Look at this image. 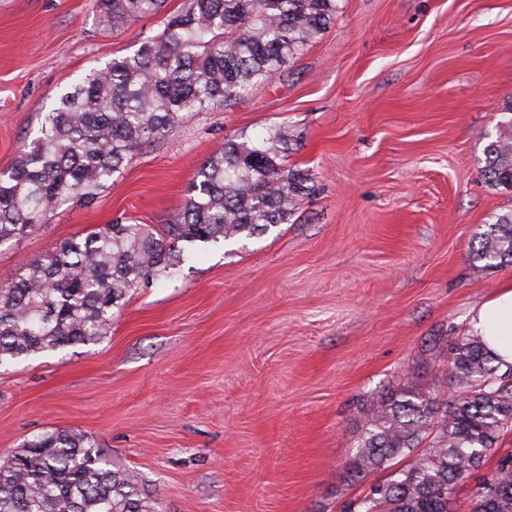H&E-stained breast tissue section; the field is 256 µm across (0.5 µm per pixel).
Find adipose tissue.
Listing matches in <instances>:
<instances>
[{"mask_svg":"<svg viewBox=\"0 0 512 512\" xmlns=\"http://www.w3.org/2000/svg\"><path fill=\"white\" fill-rule=\"evenodd\" d=\"M471 330L503 364H512V284L502 286L474 311Z\"/></svg>","mask_w":512,"mask_h":512,"instance_id":"adipose-tissue-1","label":"adipose tissue"}]
</instances>
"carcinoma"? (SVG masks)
Instances as JSON below:
<instances>
[{"label":"carcinoma","mask_w":512,"mask_h":512,"mask_svg":"<svg viewBox=\"0 0 512 512\" xmlns=\"http://www.w3.org/2000/svg\"><path fill=\"white\" fill-rule=\"evenodd\" d=\"M97 24L117 30L161 15L134 52L91 70L44 113L35 138L0 171V246L16 243L79 198L92 203L149 141L193 112L224 108L270 82L335 20L338 0H92ZM279 129L258 143L227 139L197 168L185 204L156 229L123 217L31 260L0 285V368L108 335L130 293L173 278L197 244L267 233L309 189L288 168ZM485 179L512 192V134L486 149ZM473 259L512 261V213L479 234ZM455 395L408 383L369 404L346 463L348 481L388 476L341 512H512V453L475 477L512 427V365L502 368L471 334L447 357ZM0 512H155L134 471L116 468L86 434L54 430L0 460Z\"/></svg>","instance_id":"1"}]
</instances>
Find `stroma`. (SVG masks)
I'll return each mask as SVG.
<instances>
[{
	"label": "stroma",
	"instance_id": "35a3bbf8",
	"mask_svg": "<svg viewBox=\"0 0 512 512\" xmlns=\"http://www.w3.org/2000/svg\"><path fill=\"white\" fill-rule=\"evenodd\" d=\"M281 75L145 144L89 205L0 247L24 261L127 214L168 224L224 140L288 131L312 189L287 223L200 247L136 290L99 342L0 369V456L55 429L136 471L158 512H339L367 404L450 387L443 353L512 283L473 238L512 212L483 175L512 100V0H339ZM160 16L104 30L91 0H0V170L76 77L136 50Z\"/></svg>",
	"mask_w": 512,
	"mask_h": 512
}]
</instances>
